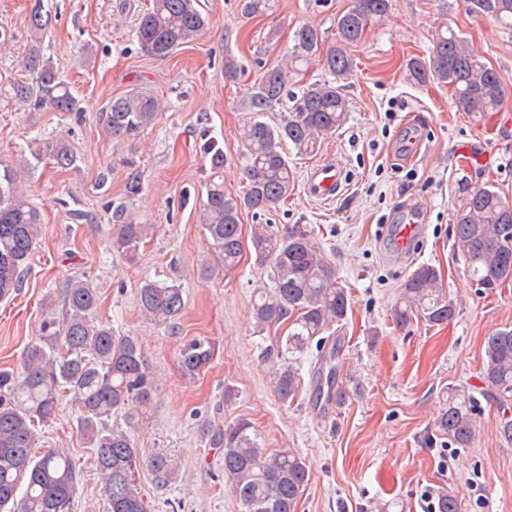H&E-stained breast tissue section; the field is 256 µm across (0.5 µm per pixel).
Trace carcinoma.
Instances as JSON below:
<instances>
[{
    "instance_id": "1",
    "label": "carcinoma",
    "mask_w": 512,
    "mask_h": 512,
    "mask_svg": "<svg viewBox=\"0 0 512 512\" xmlns=\"http://www.w3.org/2000/svg\"><path fill=\"white\" fill-rule=\"evenodd\" d=\"M240 13L249 18L274 10L276 0H239ZM392 0H351L336 16V38L325 46V32L304 23L293 34V46L283 63L267 70L252 85V116L239 129L246 188L241 195L224 190L219 173L224 150L215 142L203 146L211 176L201 202L200 219L215 253L211 271H231L243 255L242 216H264L280 209L294 187V172L284 146L298 155L317 152L321 139L347 120L348 100L342 82L356 66L353 48L367 31L383 23ZM471 12L497 22L512 35V0H470ZM448 0H440L439 18L431 33L426 58L406 61V76L416 83L435 82L452 91L457 111L475 120L501 110L504 90L497 71L471 48L462 32L448 26ZM49 24L41 0H34L24 26L35 37ZM209 17L199 0H151L135 30L141 51L165 58L202 34ZM22 65L33 82L12 87L13 98L30 110L81 112V100L62 79L53 61L33 40ZM318 65L325 78L294 92L286 76ZM285 103L278 123L264 121V112ZM160 98L133 89L112 98L106 107L107 127L116 140L130 139L154 123ZM33 161L63 168L76 155L61 139L36 138ZM30 165L0 167V299L22 287L32 252L42 234L39 212L20 179ZM453 224L454 254L478 288L492 291L512 281V201L490 183L476 188L462 185ZM152 224L127 218L112 237V248L134 259L151 238ZM255 264L270 268L271 286L255 290L251 309L254 332L289 322L288 334L274 337V392L286 403L297 394L300 378L295 354L328 328L344 321L350 310L348 292L335 268L311 243L304 224H292L277 234L268 224H252L248 234ZM98 304L95 288L74 280L63 293L61 319L41 325L40 336L28 344L21 371L0 370V512H73L80 471L68 448H50L37 454L39 427L50 425L62 400L79 413L86 443L96 449L94 466L106 500V512H151L137 484L140 467L131 423L153 401L157 375L150 368L139 340L119 334L110 323L93 320ZM138 310L157 325H169L184 307L182 288L147 280L139 288ZM396 321L405 325L414 317L433 324L453 319L455 307L443 293L441 276L432 265L421 264L404 280L395 304ZM213 355L207 340H192L179 352V367L192 379ZM483 396L501 413L499 434L512 444V328L490 334L484 343ZM476 399L465 390L450 389L437 428L459 448L473 442ZM123 414L125 426L109 424ZM224 448V473L243 512H297L310 480L309 468L298 454L284 449L269 453L251 423L237 422L218 433ZM156 483L176 477L168 460L149 461Z\"/></svg>"
}]
</instances>
